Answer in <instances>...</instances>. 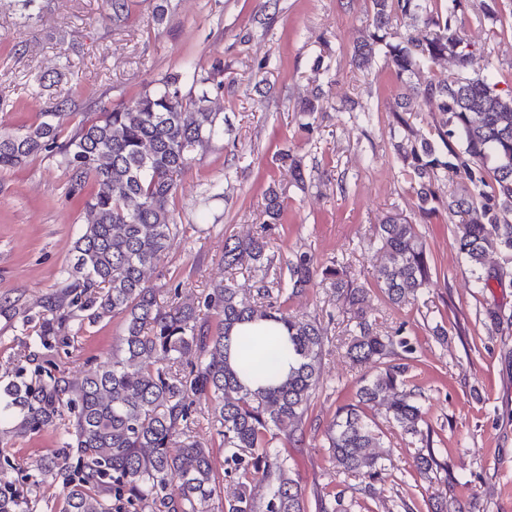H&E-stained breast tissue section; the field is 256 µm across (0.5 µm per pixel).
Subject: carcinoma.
<instances>
[{"mask_svg": "<svg viewBox=\"0 0 512 512\" xmlns=\"http://www.w3.org/2000/svg\"><path fill=\"white\" fill-rule=\"evenodd\" d=\"M130 2L110 0L113 26L126 24ZM371 2L370 29L353 46L351 62L364 69L381 55L393 68L401 83L393 112L403 131L394 149L413 174L418 212L428 217L442 205L459 217L458 251L486 288L488 257L512 259V91H499L491 77L463 74L473 51L460 35L461 0ZM448 55L458 77L419 80ZM189 81L197 83V74L166 75L133 99L85 113L67 137L66 99L48 102L38 124L0 132V170L51 154L59 156L72 190L94 184L74 263L60 271L61 293L44 303L33 330L22 324L36 350L13 374L0 376V512H34L16 487L19 466L7 448L14 438L47 427L55 431L57 448L33 465V485L58 487L61 512H207L221 493L224 512H307L286 448L300 441L312 398L324 385L325 329L319 319L298 318L287 307L316 274L314 255L295 253L284 278L267 253L271 225L281 218V193L268 189L266 220L256 236L225 246V266L245 263L254 273L252 294L220 283L199 300L166 310L156 300L159 286L147 279L179 233L169 209L177 178L196 148L221 130L208 93L184 92ZM323 108L321 90L298 111L312 116ZM420 112L428 113L438 144L410 140L408 115ZM450 173L466 185L445 197L440 191ZM372 239L384 255L375 277L385 300L397 307L418 304L430 265L415 224L389 214ZM323 275L338 308L354 313L349 358L374 368L327 430L329 457L342 473L366 480L368 493L383 467L377 449L385 437L368 410L384 402L386 423L412 437L430 434L422 394L407 383V360L416 348L400 328L377 330L361 309L365 289L349 282L340 263ZM210 311L219 317L214 331ZM109 316L123 320L119 352L83 379L76 382L59 365L40 363L39 350L50 352L85 323ZM260 321L287 329L288 356H299V364L285 380L251 389L240 379L248 364L230 362L231 332ZM203 413L222 437L223 488L213 452L190 435L195 416ZM315 502L317 512L355 507L346 489L337 487L316 492Z\"/></svg>", "mask_w": 512, "mask_h": 512, "instance_id": "carcinoma-1", "label": "carcinoma"}]
</instances>
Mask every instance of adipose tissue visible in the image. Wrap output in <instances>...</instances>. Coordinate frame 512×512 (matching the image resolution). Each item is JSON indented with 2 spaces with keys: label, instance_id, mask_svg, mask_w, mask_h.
Listing matches in <instances>:
<instances>
[{
  "label": "adipose tissue",
  "instance_id": "ef3b65f1",
  "mask_svg": "<svg viewBox=\"0 0 512 512\" xmlns=\"http://www.w3.org/2000/svg\"><path fill=\"white\" fill-rule=\"evenodd\" d=\"M288 341L286 328L270 322L243 323L232 332L230 358L233 363L248 361L253 376L249 385H256L259 376L268 368H277L280 375H287L290 365L281 349Z\"/></svg>",
  "mask_w": 512,
  "mask_h": 512
}]
</instances>
